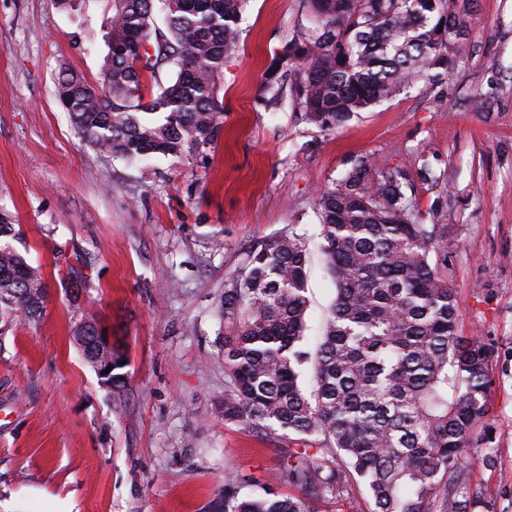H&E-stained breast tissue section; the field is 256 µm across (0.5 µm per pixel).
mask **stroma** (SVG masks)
Returning <instances> with one entry per match:
<instances>
[{
	"label": "stroma",
	"instance_id": "35a3bbf8",
	"mask_svg": "<svg viewBox=\"0 0 512 512\" xmlns=\"http://www.w3.org/2000/svg\"><path fill=\"white\" fill-rule=\"evenodd\" d=\"M111 18L109 0H0V209L46 286L41 314L0 318V512H224L226 475L270 484L287 439L219 409L224 290L249 250L304 234L315 342L335 296L317 198L360 157L402 171L423 218L447 214L458 332L495 349L494 442L472 448L471 488L512 512V0H476L441 74L331 132L300 119L294 76L280 105L259 103L265 69L309 24L303 0H247L214 148L146 161L83 141L56 99L61 69L99 82ZM425 160L439 184L420 182ZM90 319L128 361L122 393L75 340Z\"/></svg>",
	"mask_w": 512,
	"mask_h": 512
}]
</instances>
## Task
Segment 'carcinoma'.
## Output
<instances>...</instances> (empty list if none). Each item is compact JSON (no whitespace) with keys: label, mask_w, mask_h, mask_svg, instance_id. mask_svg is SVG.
<instances>
[{"label":"carcinoma","mask_w":512,"mask_h":512,"mask_svg":"<svg viewBox=\"0 0 512 512\" xmlns=\"http://www.w3.org/2000/svg\"><path fill=\"white\" fill-rule=\"evenodd\" d=\"M102 79L65 69L57 95L94 147L128 159L183 158L217 134L224 59L238 46L245 0H111ZM161 4L164 27L154 21ZM310 25L263 73L267 101L296 73L301 119L333 131L393 99L405 83L463 51L472 0H304ZM153 47L146 58L138 44ZM175 74L144 100V78ZM403 172L368 158L319 194L321 251L336 295L315 352L307 329V252L291 231L247 255L224 289V423L286 437L276 480L254 495L224 481V512H313L335 500L360 512H498L471 492L467 456L487 423L494 349L458 334L448 225L425 224ZM0 211V305L35 316L45 285L10 242Z\"/></svg>","instance_id":"cac0c4a2"}]
</instances>
